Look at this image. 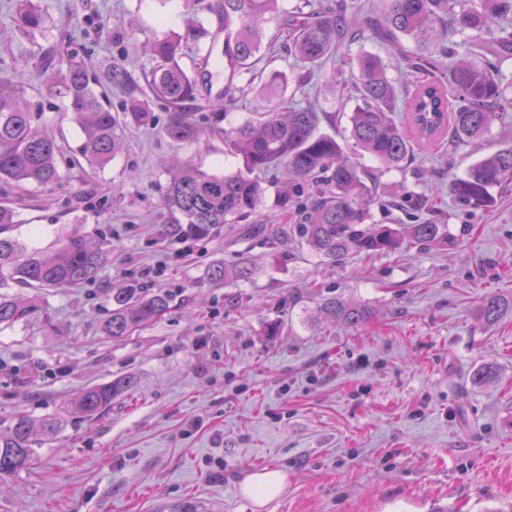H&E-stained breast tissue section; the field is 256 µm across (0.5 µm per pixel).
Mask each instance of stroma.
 Returning a JSON list of instances; mask_svg holds the SVG:
<instances>
[{
	"label": "stroma",
	"mask_w": 512,
	"mask_h": 512,
	"mask_svg": "<svg viewBox=\"0 0 512 512\" xmlns=\"http://www.w3.org/2000/svg\"><path fill=\"white\" fill-rule=\"evenodd\" d=\"M41 5L48 32L29 38L16 29V0H0V75L25 89L37 123L57 138L65 180L51 192L0 182V204L18 214L15 235L40 248L77 231L110 242L112 256L91 282L38 291L36 316L0 327V419L64 415L86 387L124 376L136 385L94 420L67 418L37 447L31 470L0 482V512H170L182 501L199 512H512V315L491 327L477 317L487 294L512 295V182L495 189L488 209L448 190L475 160L512 145V123H494L456 151L416 146L407 171L379 174L384 195L402 184L430 198L451 245L329 266L288 236L280 171L263 174L255 212L181 246L161 204V162L177 155L207 172L235 165L221 133L272 105L261 81L240 77L223 103L224 73L206 67L192 109L209 138L170 141L169 108L154 100L153 123L91 170L77 164L80 132L39 60L68 43L97 73L123 60L131 82L108 91L117 111L147 90L151 62L132 43L191 25L223 39L222 0ZM263 67L284 73L286 96L322 112L323 132L347 135L341 94L323 73L297 85L284 53ZM245 259L251 279L208 283L213 264ZM154 266L164 270L155 287L175 296L172 312L123 339L103 336L113 290ZM340 294L370 306L364 327L319 317L320 299ZM485 362L496 365L495 381L472 386L471 371ZM267 468L283 471L286 484L258 507L239 486Z\"/></svg>",
	"instance_id": "1"
}]
</instances>
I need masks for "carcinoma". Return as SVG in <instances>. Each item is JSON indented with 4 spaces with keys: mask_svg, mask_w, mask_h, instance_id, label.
<instances>
[{
    "mask_svg": "<svg viewBox=\"0 0 512 512\" xmlns=\"http://www.w3.org/2000/svg\"><path fill=\"white\" fill-rule=\"evenodd\" d=\"M16 26L24 35L45 32L47 17L38 0H17ZM370 0H338L336 9H316L301 0L291 10H280L279 0H223L224 49L209 47L206 59L224 67V93L234 81L257 70L274 46L288 53L305 74L324 65L346 41L367 36L401 48L408 39L414 50L402 55V66L412 77L407 121L397 115V87L381 59L365 54L356 69L336 72L349 86L355 106L349 113V139L339 140L320 131L322 113L311 105L278 104L240 125L224 131V146L242 166L224 172H205L176 162L167 170L163 204L183 223L192 238L207 236L221 224H234L261 202L265 187L257 173L282 167L288 173V204L295 223L288 226L302 242L329 264L339 265L354 254H389L403 247L421 249L448 243V225L430 218L413 224H372L370 207L377 202L375 174L364 163L369 157L388 170H406L416 142L448 137L456 149L481 139L497 121L512 117V99L506 97L502 70L505 54L512 55V0H377V18H369ZM282 13L286 36L267 35L270 16ZM208 37L193 28L184 35H167L151 43L157 66L145 73L151 97L172 105H189L199 96V80L179 63L185 43ZM465 53H459L460 48ZM49 90L68 102L69 119L81 134L79 155L94 169L107 166L122 150L131 129L154 121L147 100L132 96L124 111L114 112L103 82L124 86L130 75L114 62L105 79L93 76L85 58L70 46L46 58ZM164 134L177 144L200 141L206 131L193 112H171ZM54 136L41 132L23 99V90L0 77V181L16 186H59L63 177ZM512 178V146L472 163L465 176L452 180L449 191L475 208L492 206V189ZM17 212L0 206V325L31 319L38 311L34 298L21 299L7 289L74 288L92 280L112 254L104 242L90 244L82 236L67 237L55 250L44 251L12 235ZM254 273L248 260L234 268L219 263L207 273L213 286L229 278L247 280ZM173 294L150 288H121L112 294V315L104 335L119 339L131 335L167 314ZM512 313V297L482 299L478 315L491 326ZM327 320L359 328L371 317L365 305L344 297H328L319 305ZM495 367L484 364L472 376L474 385L491 383ZM135 386L125 376L84 390L71 403L69 414L92 420L109 410L112 401ZM63 418L39 420L15 414L0 429V480L34 465V437H56Z\"/></svg>",
    "mask_w": 512,
    "mask_h": 512,
    "instance_id": "cac0c4a2",
    "label": "carcinoma"
}]
</instances>
